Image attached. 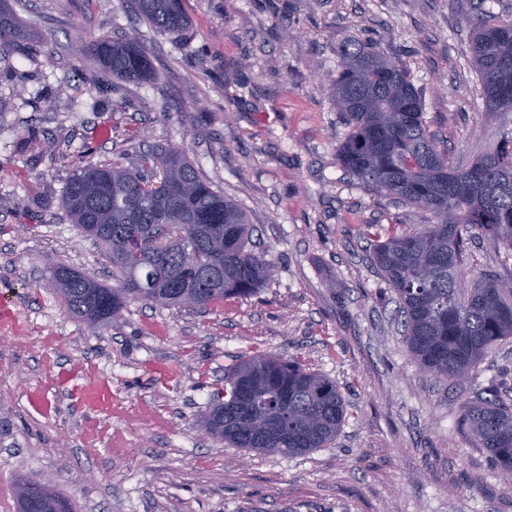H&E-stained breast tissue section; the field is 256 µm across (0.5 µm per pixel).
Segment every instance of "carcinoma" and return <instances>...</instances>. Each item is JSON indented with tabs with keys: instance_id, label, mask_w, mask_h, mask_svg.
Masks as SVG:
<instances>
[{
	"instance_id": "obj_1",
	"label": "carcinoma",
	"mask_w": 512,
	"mask_h": 512,
	"mask_svg": "<svg viewBox=\"0 0 512 512\" xmlns=\"http://www.w3.org/2000/svg\"><path fill=\"white\" fill-rule=\"evenodd\" d=\"M139 20L161 33L189 25L183 0H131ZM26 32L10 0H0V46L16 45ZM78 52L93 55L112 77L144 83L152 74L138 38H78ZM473 66L486 111L512 112V19L488 15L472 31ZM333 96L346 127L337 147L340 165L363 185L430 212L423 229L376 238L373 261L393 288L403 338L420 367L433 377L459 383L486 354L512 338V272L485 274L471 289L465 274L470 232L481 229L512 253V129L467 166L450 161L427 131L420 91L402 63L372 46L344 51ZM49 146L34 137L19 143L33 160ZM161 177L147 185L144 172ZM66 216L101 246L119 285L108 287L61 260L46 270L70 311L101 328L122 316L129 301L150 302L129 283L156 274L170 306L204 307L256 294L269 280L271 264L246 249V212L202 176L180 148L142 154L139 167L88 163L66 179L61 198ZM150 252L141 273L133 271L135 249ZM347 407L336 382L295 359L255 355L224 374V399H214L203 427L235 448L302 454L325 447L338 434ZM476 445L496 468L512 475V405L494 387L478 390L462 418ZM63 497L50 492L17 498L20 508L55 512Z\"/></svg>"
}]
</instances>
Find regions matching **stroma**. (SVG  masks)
<instances>
[{"label": "stroma", "instance_id": "35a3bbf8", "mask_svg": "<svg viewBox=\"0 0 512 512\" xmlns=\"http://www.w3.org/2000/svg\"><path fill=\"white\" fill-rule=\"evenodd\" d=\"M184 7L190 24L171 35L140 22L130 0L15 2L28 36L0 49V512H17V480L47 478L76 512H512V476L462 424L470 391L494 386L512 402V339L464 389L421 371L360 229L403 234L432 217L338 165L346 128L332 90L351 42L399 58L429 133L467 164L512 128V112H486L471 59L481 13L512 18V0ZM133 32L148 82L113 79L74 52L76 34ZM32 135L53 151L20 155ZM172 146L249 214L248 246L274 275L257 295L201 309L132 301L93 329L44 266L55 257L114 284L60 207L65 181L90 162L133 168ZM508 268L512 257L477 235L464 284ZM254 354L336 381L348 416L329 447L265 453L203 434L225 372Z\"/></svg>", "mask_w": 512, "mask_h": 512}]
</instances>
